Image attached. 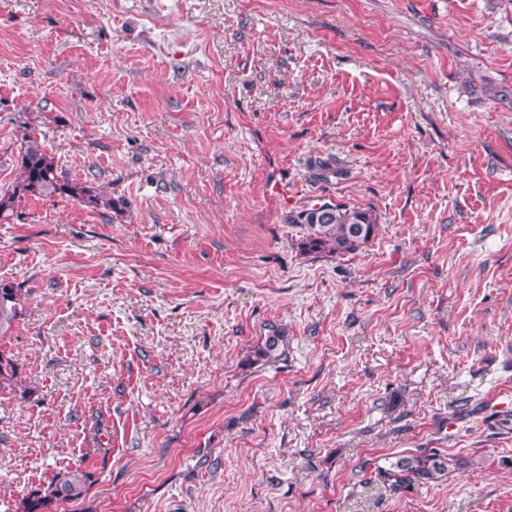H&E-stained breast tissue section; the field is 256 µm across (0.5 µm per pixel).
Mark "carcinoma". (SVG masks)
<instances>
[{
    "instance_id": "carcinoma-1",
    "label": "carcinoma",
    "mask_w": 512,
    "mask_h": 512,
    "mask_svg": "<svg viewBox=\"0 0 512 512\" xmlns=\"http://www.w3.org/2000/svg\"><path fill=\"white\" fill-rule=\"evenodd\" d=\"M20 175L12 188L0 191V221L13 216L19 200L26 195H69L88 207L112 208V196L95 192L70 182L61 172L55 158L47 151L45 137L32 131L22 136L18 152ZM287 223L300 224L306 230L303 251L308 253L344 254L367 244L377 231L372 214L363 209L334 205L329 213L319 214L307 207L288 214ZM22 289L11 283H0V339L8 335L20 316ZM284 332L271 327L265 341L253 351V362H274L286 355ZM16 376L14 361L0 351V386ZM468 462L450 458L435 448L419 449L414 454L395 457L386 467L377 469L381 481L394 491L415 485H427L448 475L449 468H463ZM87 472L77 468L64 478L31 493L22 512H54L60 501L77 499L86 491Z\"/></svg>"
}]
</instances>
